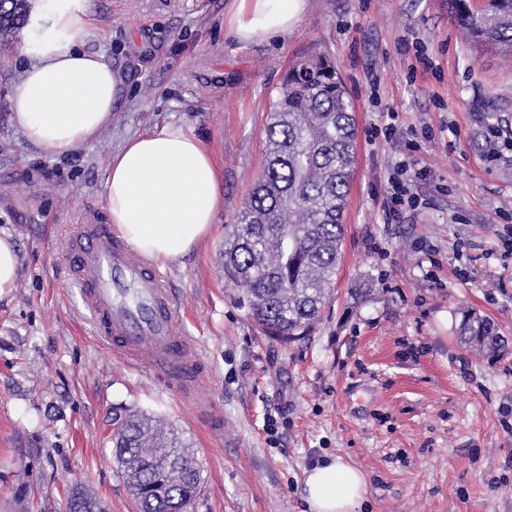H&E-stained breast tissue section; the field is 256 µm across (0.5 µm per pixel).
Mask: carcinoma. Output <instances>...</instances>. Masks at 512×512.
Here are the masks:
<instances>
[{
	"label": "carcinoma",
	"mask_w": 512,
	"mask_h": 512,
	"mask_svg": "<svg viewBox=\"0 0 512 512\" xmlns=\"http://www.w3.org/2000/svg\"><path fill=\"white\" fill-rule=\"evenodd\" d=\"M466 37L512 55V0H450ZM27 0H0V33L27 21ZM356 161L354 102L319 53L292 61L270 104L266 160L239 223L224 239V280L239 308L269 338L306 336L335 290L345 235L343 213ZM459 343L489 360L508 343L483 316L465 310ZM112 457L138 512H184L201 491L193 456L153 416L130 411L112 431ZM68 502L105 512L82 483Z\"/></svg>",
	"instance_id": "cac0c4a2"
}]
</instances>
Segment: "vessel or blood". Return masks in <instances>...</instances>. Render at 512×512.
Here are the masks:
<instances>
[{
	"instance_id": "1",
	"label": "vessel or blood",
	"mask_w": 512,
	"mask_h": 512,
	"mask_svg": "<svg viewBox=\"0 0 512 512\" xmlns=\"http://www.w3.org/2000/svg\"><path fill=\"white\" fill-rule=\"evenodd\" d=\"M75 273L100 336L134 365L162 371L193 401L214 433L221 419L204 400L206 380L194 340L186 336L166 281L131 254L98 215L86 216L71 234Z\"/></svg>"
}]
</instances>
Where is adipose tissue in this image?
Listing matches in <instances>:
<instances>
[{
  "mask_svg": "<svg viewBox=\"0 0 512 512\" xmlns=\"http://www.w3.org/2000/svg\"><path fill=\"white\" fill-rule=\"evenodd\" d=\"M307 0H232L226 24L242 43L291 32ZM35 51L11 101V121L34 146L63 153L92 143L111 124L121 80L103 55L81 46L90 0H49L36 17ZM220 173L208 146L185 125L132 136L109 158L106 210L118 235L157 263L179 260L209 235L220 208ZM365 474L339 457L305 472L309 512H357Z\"/></svg>",
  "mask_w": 512,
  "mask_h": 512,
  "instance_id": "ef3b65f1",
  "label": "adipose tissue"
}]
</instances>
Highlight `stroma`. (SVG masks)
<instances>
[{"label": "stroma", "instance_id": "1", "mask_svg": "<svg viewBox=\"0 0 512 512\" xmlns=\"http://www.w3.org/2000/svg\"><path fill=\"white\" fill-rule=\"evenodd\" d=\"M91 5L84 46L124 91L111 126L66 153L34 149L12 124L33 31L0 34V232L19 256L0 296V512H14L27 468L50 512H65L76 480L107 512H137L112 458L127 409L191 448L203 487L190 512H306L304 472L328 456L366 475L363 512H512V350L490 363L456 339L467 309L512 339V59L463 37L448 0H308L290 33L251 44L226 27L231 0ZM416 41L434 70L408 51ZM310 51L351 93L358 157L335 298L308 337L283 343L235 303L224 239L263 167L270 103ZM390 123L421 135L409 163L428 170L417 184L428 205L416 216L383 207L399 156L367 132ZM169 124L191 126L222 172L211 236L163 267L224 419L216 438L161 375L101 339L70 263V225L106 210L109 157Z\"/></svg>", "mask_w": 512, "mask_h": 512}]
</instances>
